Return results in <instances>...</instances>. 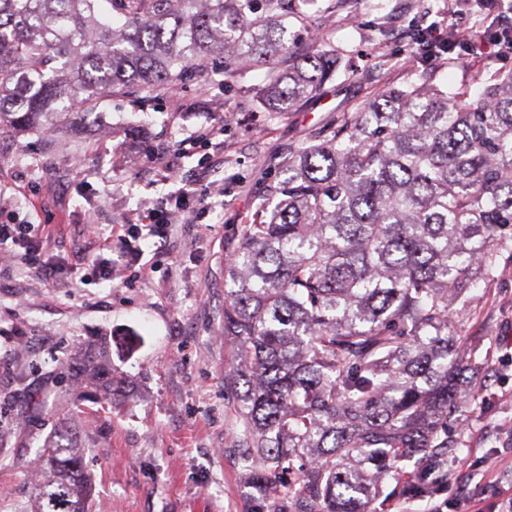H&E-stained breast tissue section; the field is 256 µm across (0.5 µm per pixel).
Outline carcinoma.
<instances>
[{"instance_id":"obj_1","label":"carcinoma","mask_w":512,"mask_h":512,"mask_svg":"<svg viewBox=\"0 0 512 512\" xmlns=\"http://www.w3.org/2000/svg\"><path fill=\"white\" fill-rule=\"evenodd\" d=\"M296 0H0V131L45 130L218 63L224 89L266 69L279 111L336 75L319 38L297 56ZM477 95L405 80L288 151L229 255L226 376L251 480L288 482L294 512H367L395 462L424 483L448 458L461 401L454 315L512 255V72ZM111 402L125 378L106 344L72 366ZM62 416L31 469L30 512H93L84 449Z\"/></svg>"}]
</instances>
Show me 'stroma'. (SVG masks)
<instances>
[{
  "instance_id": "obj_1",
  "label": "stroma",
  "mask_w": 512,
  "mask_h": 512,
  "mask_svg": "<svg viewBox=\"0 0 512 512\" xmlns=\"http://www.w3.org/2000/svg\"><path fill=\"white\" fill-rule=\"evenodd\" d=\"M297 0L304 47L327 34L338 68L318 96L285 112L269 111L255 91L264 69L244 72L227 91L201 73L146 104L103 101L92 115L56 123L52 135L0 133V195L10 204L0 224L32 223L46 245L39 259L54 274L31 273L12 251L0 252V512H28L31 462L67 410L72 435L86 448L96 512H254L248 468L237 439L242 426L224 376L236 351L222 336L225 264L241 225L290 148L406 78L464 83L476 69L512 71V51L433 61L415 53L409 0ZM224 128V166L212 173L225 197L208 198L193 232L170 243L142 244L146 272L115 265L102 245L114 226L134 233L141 210L167 198L177 182L194 183L202 149L177 161L171 182L158 162L199 128ZM94 223L100 235L88 237ZM114 264L111 281L72 287L76 250ZM471 307L455 331L473 365L466 423L448 434L449 460L466 461L447 486L429 494L396 490L388 512H493L495 489L512 487V457L502 454L512 426V258L490 286L470 289ZM108 337L112 368L128 387L115 404L78 396L68 379L78 348Z\"/></svg>"
}]
</instances>
